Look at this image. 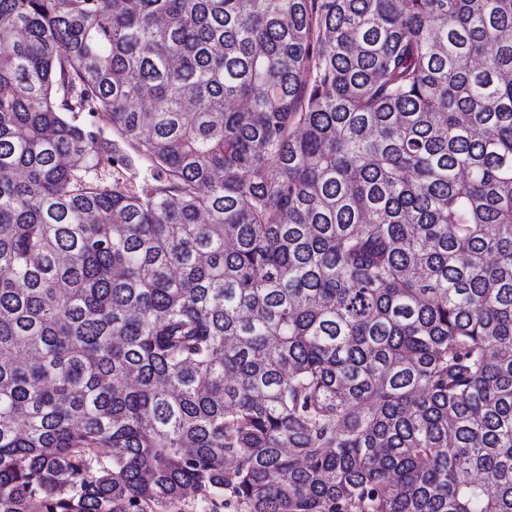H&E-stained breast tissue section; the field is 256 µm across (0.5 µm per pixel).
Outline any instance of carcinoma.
<instances>
[{
  "instance_id": "carcinoma-1",
  "label": "carcinoma",
  "mask_w": 512,
  "mask_h": 512,
  "mask_svg": "<svg viewBox=\"0 0 512 512\" xmlns=\"http://www.w3.org/2000/svg\"><path fill=\"white\" fill-rule=\"evenodd\" d=\"M191 502L512 512V0H0V512ZM148 161H140L139 164L133 169H117L109 168L108 170H101V177L107 182L114 181L120 182H138L143 178H150L151 169Z\"/></svg>"
}]
</instances>
